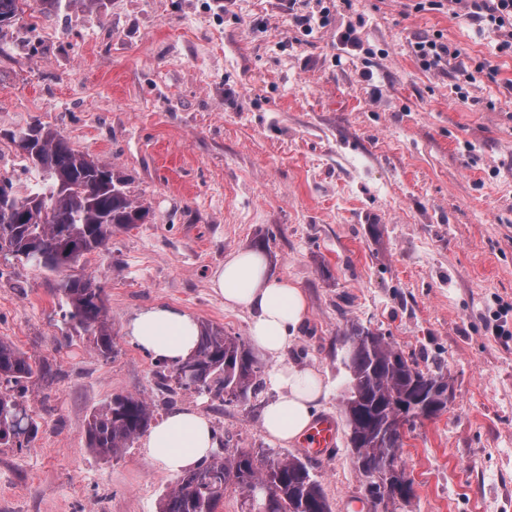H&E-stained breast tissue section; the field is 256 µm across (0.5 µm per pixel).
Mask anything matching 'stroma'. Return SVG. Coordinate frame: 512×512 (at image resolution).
I'll use <instances>...</instances> for the list:
<instances>
[{"label":"stroma","instance_id":"1","mask_svg":"<svg viewBox=\"0 0 512 512\" xmlns=\"http://www.w3.org/2000/svg\"><path fill=\"white\" fill-rule=\"evenodd\" d=\"M324 5L326 24L302 23ZM349 26L357 43L340 47ZM423 37L460 54L425 70ZM499 41L420 0H64L48 17L29 0L0 30V177L34 187L8 134L41 124L112 166L150 213L77 265L103 289L113 357L70 321L59 275L0 253V338L56 373L26 393L29 447H0V512H157L174 475L139 439L96 455L88 417L118 394L167 414L160 361L124 332L143 308L176 305L248 338L250 314L225 308L210 276L265 238L272 271L307 295L306 323L280 356L254 351L256 398L182 391L176 406L206 415L227 453L303 458L331 512H351L366 478L343 411V336L360 323L453 389L404 433L414 495L398 512H512V54ZM288 364L330 385L313 410L336 420L328 456L262 427L271 372Z\"/></svg>","mask_w":512,"mask_h":512}]
</instances>
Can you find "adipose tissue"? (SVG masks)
Returning <instances> with one entry per match:
<instances>
[{
  "label": "adipose tissue",
  "instance_id": "obj_1",
  "mask_svg": "<svg viewBox=\"0 0 512 512\" xmlns=\"http://www.w3.org/2000/svg\"><path fill=\"white\" fill-rule=\"evenodd\" d=\"M211 286L225 307L252 314L250 336L271 356L288 347L308 316L302 289L273 275L266 257L252 249L225 259L213 273ZM125 333L156 358L176 364L196 349L199 324L186 310L160 304L131 317ZM272 382L279 395L264 406L263 426L277 441H295L308 431L312 410L327 395L328 386L318 373L294 365L276 368ZM218 445L209 419L192 409L168 412L143 443L147 457L174 475L200 464Z\"/></svg>",
  "mask_w": 512,
  "mask_h": 512
}]
</instances>
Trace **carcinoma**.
I'll return each instance as SVG.
<instances>
[{
	"instance_id": "obj_1",
	"label": "carcinoma",
	"mask_w": 512,
	"mask_h": 512,
	"mask_svg": "<svg viewBox=\"0 0 512 512\" xmlns=\"http://www.w3.org/2000/svg\"><path fill=\"white\" fill-rule=\"evenodd\" d=\"M28 0H0V29L14 24ZM21 152L36 149L32 165L38 186L11 202L0 200V245L8 254L36 268L63 275L60 291L69 318L93 337L103 357L117 353L108 323L102 288L91 273L68 272L73 258L100 250L112 230L145 219L149 209L131 198L126 182L112 167L73 150L57 132L34 126L10 133ZM36 201L21 210L18 204ZM349 370L344 414L360 472H377L403 447L404 426L429 419L446 409L441 396L448 381L419 370L385 337L362 325L345 335ZM261 367L249 346L224 328L200 324L196 351L158 376V386L205 391L224 402L244 401L260 387ZM50 375L12 341L0 338V446L22 448L35 438L25 390ZM153 419L152 405L134 395H116L104 402L87 423L89 447L102 458L120 455L144 434ZM269 492L266 512H330L321 484L295 455L271 457L240 449L228 456L213 455L183 472L159 502L158 512H218L224 492L232 488L243 497L241 512H250V494L258 487ZM365 499L373 512H396L397 498H384L368 484Z\"/></svg>"
}]
</instances>
